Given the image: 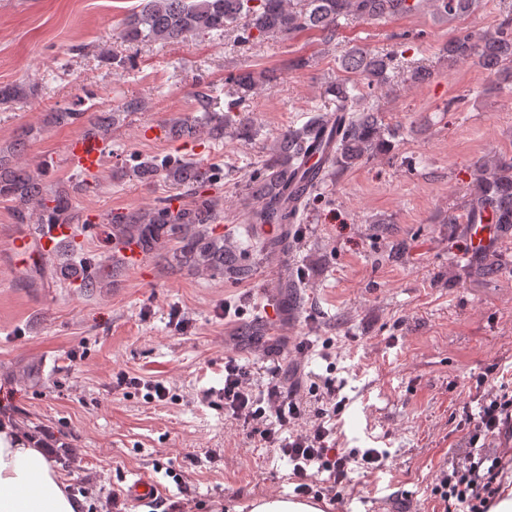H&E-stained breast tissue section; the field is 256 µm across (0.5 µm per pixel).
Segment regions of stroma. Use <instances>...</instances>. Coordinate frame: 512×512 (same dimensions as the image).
<instances>
[{"mask_svg":"<svg viewBox=\"0 0 512 512\" xmlns=\"http://www.w3.org/2000/svg\"><path fill=\"white\" fill-rule=\"evenodd\" d=\"M142 0H0V85L27 78L43 86L23 108L0 111V145L20 128L33 131L24 159L52 165L50 183L86 181L74 205L92 217L76 243L84 255H111L102 216L151 207L178 196L164 179L144 185L122 177L130 156L172 155L215 166L224 178L217 233L241 238L250 202L244 186L275 137L302 115L329 110L325 85L339 77L337 58L359 45L376 51L406 42L408 62L429 80L405 74L373 99L397 129L396 147L348 170L314 203L293 254L259 263L252 278L170 272L155 259L124 266L114 281L87 291L76 283L28 285L12 264L14 204L0 199V420L42 443L71 491H88L97 512H213L267 494L293 496L287 457L259 433L225 416L219 391L224 360L246 368L254 390L278 361L284 384L318 374L340 385L346 404L336 418L342 448L388 452L382 470H358L322 512H432L430 487L448 454L466 445L459 423L480 395L512 380V270L481 278L459 257L465 239H449L442 219L462 213L475 163L512 154V86L440 49L458 29L485 32L512 10V0H481L452 23L419 12L354 22L334 39L317 30L241 44L236 33L178 43L123 41L125 22ZM126 67L106 64L100 48ZM303 60L292 68L294 60ZM277 79L250 102L259 128L249 142L219 147L166 138L165 122L193 116L195 94L211 87L227 100L230 73L241 65ZM87 97L105 112L131 97L151 104L115 125L101 166L88 174L68 159L82 124L49 126V112ZM154 137H145L148 128ZM308 269L299 310H288L276 283ZM263 317L261 341L237 335ZM309 347L297 351L299 340ZM164 382L170 399L149 402L124 377ZM148 475L163 492L132 503L127 481ZM120 504H113V494Z\"/></svg>","mask_w":512,"mask_h":512,"instance_id":"1","label":"stroma"}]
</instances>
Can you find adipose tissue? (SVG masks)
<instances>
[{"instance_id": "1", "label": "adipose tissue", "mask_w": 512, "mask_h": 512, "mask_svg": "<svg viewBox=\"0 0 512 512\" xmlns=\"http://www.w3.org/2000/svg\"><path fill=\"white\" fill-rule=\"evenodd\" d=\"M45 453L0 425V512H82Z\"/></svg>"}]
</instances>
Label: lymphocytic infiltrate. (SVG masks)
Wrapping results in <instances>:
<instances>
[{"label": "lymphocytic infiltrate", "mask_w": 512, "mask_h": 512, "mask_svg": "<svg viewBox=\"0 0 512 512\" xmlns=\"http://www.w3.org/2000/svg\"><path fill=\"white\" fill-rule=\"evenodd\" d=\"M336 396L334 381L320 376L305 388L284 386L275 367L257 394L249 388L242 367L231 359L224 362L225 414L246 429L264 418L273 419V426L263 429L261 436L292 463L291 478L299 496L320 499L318 482L343 489L356 469L373 471L382 466L383 456L375 449L337 447L332 422L342 404ZM312 411L317 414L314 424L299 430L300 421ZM465 426L466 448L452 455L431 486L435 512H490L512 487V457L491 456L483 448L490 439L512 438V392L503 386L484 395L478 414L468 415Z\"/></svg>", "instance_id": "f902f5d3"}]
</instances>
